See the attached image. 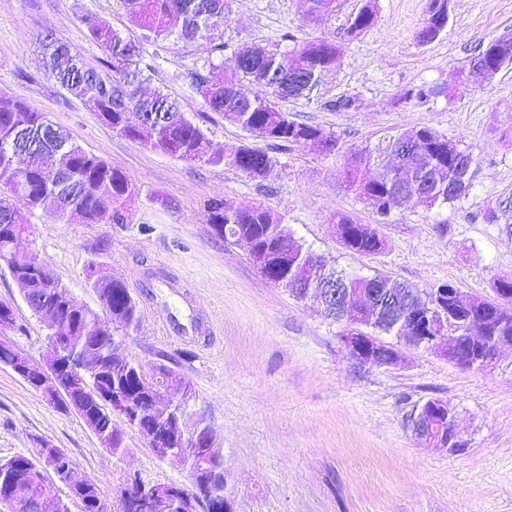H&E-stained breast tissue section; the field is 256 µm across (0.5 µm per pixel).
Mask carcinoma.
<instances>
[{"instance_id":"carcinoma-1","label":"carcinoma","mask_w":512,"mask_h":512,"mask_svg":"<svg viewBox=\"0 0 512 512\" xmlns=\"http://www.w3.org/2000/svg\"><path fill=\"white\" fill-rule=\"evenodd\" d=\"M308 21L319 24L333 12L334 0H304ZM132 21L141 30L135 41L100 19L82 18L91 38L107 52L112 75L104 76L87 67L79 55L61 41L43 45L45 68L66 93L90 103L101 121L122 136L139 139L152 150H160L185 162L204 165L229 164L251 178H260L276 164L267 152L245 144L242 156L224 155L207 145L205 131L182 110L180 104L159 90L146 95L143 84V42L206 40L216 60L190 73L191 85L205 105L254 136L272 142L296 145L313 144L329 156L338 151L336 135L325 129L296 121L282 110L278 100L309 98L325 70L336 64L339 47L333 39L306 41L293 49L263 45L224 56V34L214 33L211 19L223 14L228 0H123ZM448 0H428L426 18L415 39L426 44L448 26ZM375 0H366L346 23V33L356 37L375 21ZM492 75L512 68V37L489 40L469 60L465 81L480 65ZM259 87L253 95L242 92L243 82ZM438 84L420 85L405 90L404 103L420 106L447 95ZM456 143L428 128L410 130L389 137L384 148L372 153L361 151L347 172L349 190L360 196L376 217L373 224H361L342 217L337 234L351 252L370 257L384 246L378 225L393 211L411 203L428 209L454 203L471 187L468 164L460 161ZM139 190L126 176L105 160L74 144L68 135L43 113L30 105L0 95V261L12 265L13 257L27 246L30 216L51 200L60 221L86 224H123ZM206 219L213 232L226 242H251L253 263L267 273L268 281L298 300L308 294L319 295L326 288H344L355 295L375 289L376 306L358 317L353 307L323 306L326 316L347 319L346 330L367 336H404L418 309L431 300L421 298L407 285L380 276H362L338 271L317 260L312 250L296 238L283 218L261 206L233 209L222 199L206 205ZM20 295L33 313L41 306L54 309L71 326L72 349L92 356V365L78 376L55 372L58 400L54 405L69 411L67 396L83 391L94 407L89 418L79 409L74 413L114 455L127 452L125 434L116 426L110 405L103 394L120 392L139 418V433L154 429L168 431L167 447L180 448L186 441L184 427L174 424L157 408V398L167 390L189 399L190 385L169 366L159 363L145 369L124 355L113 331L126 336L141 328L137 299L126 284L92 264L87 281L96 294L101 311L79 302L70 291L45 269L39 276L13 273ZM484 319L471 324L462 316L432 308L436 333L457 336L466 355L481 350L496 353L500 337L512 336V297L501 303L494 297L481 299ZM71 464L60 453L48 465L39 456L16 455L0 459V485L15 489L21 504L16 512H70L69 501L80 502L82 512H100L106 499L97 484L70 488L63 497L45 494V479L50 473H63ZM193 493L194 508L210 512L213 496L224 493V455L212 449L210 455L187 470L186 484ZM155 512H189L173 489L155 500Z\"/></svg>"}]
</instances>
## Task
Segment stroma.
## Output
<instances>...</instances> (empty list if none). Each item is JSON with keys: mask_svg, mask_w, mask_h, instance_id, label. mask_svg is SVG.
Listing matches in <instances>:
<instances>
[{"mask_svg": "<svg viewBox=\"0 0 512 512\" xmlns=\"http://www.w3.org/2000/svg\"><path fill=\"white\" fill-rule=\"evenodd\" d=\"M427 3L378 0L374 25L355 38L345 24L363 0H336L319 25L306 22L302 0H229L216 19L232 50L288 33L300 42L336 41V66L311 99L279 102L297 121L339 137L342 149L332 156L312 145L261 140L209 111L187 77L210 59L208 42L144 44L153 66L147 88L180 101L213 148L229 156L249 144L276 159L267 176L252 179L121 136L46 74L41 43L49 35L109 74L107 55L82 18L139 38L121 0H0V93L47 114L140 190L124 224H63L51 207L36 210L31 248L90 308L99 306L86 279L90 264L132 290L142 323L124 352L147 368L168 364L190 384L184 422L209 426L222 448L232 512H512V344L481 370L403 345L390 364L357 360L340 339L344 324L325 318L317 298L299 301L268 283L246 246L215 236L205 217L215 197L235 208L263 206L336 268L390 277L421 293L449 282L464 298L491 297L494 279L512 276V69L484 89L464 84L461 72L480 43L512 35V0H451L447 28L422 45L414 35ZM435 82L449 96L424 106L401 103L404 90ZM342 95L355 98L354 109H324V101ZM423 126L473 154L468 194L441 209L405 206L381 225V254L349 252L336 235L339 218L375 220L346 187L353 152ZM492 208L494 224L485 220ZM0 301L15 313L0 340L42 362L46 327L1 262ZM431 400L453 411L460 451L416 436L413 418ZM125 437L126 454L112 455L76 414L50 405L0 366V459L36 455L48 442L106 491L112 512H122L130 475L167 483L187 472L185 463L158 459L137 431Z\"/></svg>", "mask_w": 512, "mask_h": 512, "instance_id": "obj_1", "label": "stroma"}]
</instances>
